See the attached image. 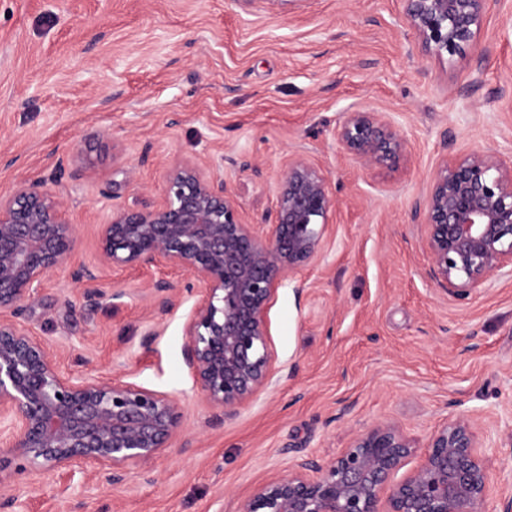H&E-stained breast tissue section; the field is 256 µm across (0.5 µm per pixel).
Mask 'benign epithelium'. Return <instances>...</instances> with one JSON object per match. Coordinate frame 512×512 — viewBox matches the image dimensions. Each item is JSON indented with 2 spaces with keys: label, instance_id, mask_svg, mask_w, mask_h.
Here are the masks:
<instances>
[{
  "label": "benign epithelium",
  "instance_id": "benign-epithelium-1",
  "mask_svg": "<svg viewBox=\"0 0 512 512\" xmlns=\"http://www.w3.org/2000/svg\"><path fill=\"white\" fill-rule=\"evenodd\" d=\"M404 21L428 54L470 45L497 0H401ZM340 149L363 164L392 168L406 142L386 113L357 107L336 128ZM34 179L0 195V420L8 451L30 467L98 466L111 483L147 464L180 432V402L120 378L75 379L51 345L22 320L46 278L65 264L77 236L65 203ZM335 200L322 171L296 152L278 183L268 237L243 221L224 180L195 163L169 170L165 201L120 210L99 227V258L116 267L165 266L190 273L200 299L185 324L183 354L205 401L225 418L268 385L272 354L266 310L288 273L319 255ZM425 247L436 282L462 298L512 268V166L474 151L445 160L423 206ZM163 311L175 285L155 281ZM422 462L397 477L413 453L393 422L356 435L327 463L306 459L256 486L236 512H486L491 462L471 418L435 431Z\"/></svg>",
  "mask_w": 512,
  "mask_h": 512
}]
</instances>
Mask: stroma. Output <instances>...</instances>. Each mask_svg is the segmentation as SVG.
I'll return each instance as SVG.
<instances>
[{"label":"stroma","instance_id":"obj_1","mask_svg":"<svg viewBox=\"0 0 512 512\" xmlns=\"http://www.w3.org/2000/svg\"><path fill=\"white\" fill-rule=\"evenodd\" d=\"M355 107L387 113L407 148L393 168L344 154ZM512 162V0L462 54L426 55L400 0H0V194L36 178L75 228L74 263L97 266L87 305L74 263L54 270L26 320L63 372L112 376L179 400L180 433L120 484L91 463L8 468L0 512H235L297 461L335 458L391 421L407 468L448 420L472 417L492 465L488 512L512 500V271L464 299L439 288L414 217L448 156ZM326 176L335 208L318 260L267 310L275 374L231 419L201 397L183 357L199 300L187 273L98 267V229L152 209L190 162L223 178L259 235L291 154ZM64 158L55 168L56 158ZM181 284L168 310L143 288Z\"/></svg>","mask_w":512,"mask_h":512}]
</instances>
